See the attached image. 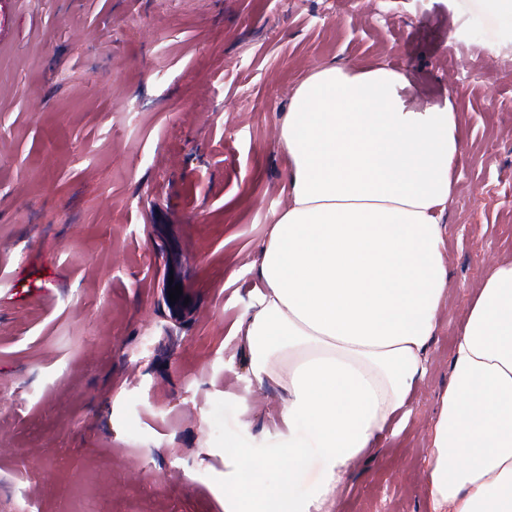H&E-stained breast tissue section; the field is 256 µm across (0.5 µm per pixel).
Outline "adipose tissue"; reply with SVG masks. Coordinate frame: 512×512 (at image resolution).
<instances>
[{
    "instance_id": "obj_1",
    "label": "adipose tissue",
    "mask_w": 512,
    "mask_h": 512,
    "mask_svg": "<svg viewBox=\"0 0 512 512\" xmlns=\"http://www.w3.org/2000/svg\"><path fill=\"white\" fill-rule=\"evenodd\" d=\"M404 73L320 65L277 130L288 202L263 243L266 289L242 322L257 388L286 395L266 483L224 448V512H320L426 373L448 288L438 215L459 156L455 103L410 109ZM432 437L433 512H512V260L484 281L453 347Z\"/></svg>"
}]
</instances>
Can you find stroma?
<instances>
[{"label":"stroma","instance_id":"1","mask_svg":"<svg viewBox=\"0 0 512 512\" xmlns=\"http://www.w3.org/2000/svg\"><path fill=\"white\" fill-rule=\"evenodd\" d=\"M353 61L404 72L416 111L454 97L460 155L426 374L328 512H431L453 345L512 259L504 0H0V512H224L225 440L280 445L239 325L287 202L277 126Z\"/></svg>","mask_w":512,"mask_h":512}]
</instances>
